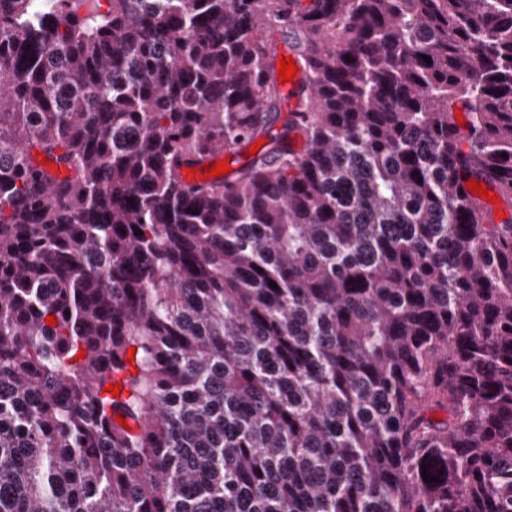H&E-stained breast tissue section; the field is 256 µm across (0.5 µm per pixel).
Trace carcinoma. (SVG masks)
Wrapping results in <instances>:
<instances>
[{
    "label": "carcinoma",
    "instance_id": "1",
    "mask_svg": "<svg viewBox=\"0 0 512 512\" xmlns=\"http://www.w3.org/2000/svg\"><path fill=\"white\" fill-rule=\"evenodd\" d=\"M276 31L295 119L186 182L268 132ZM474 179L512 199V0H0V512H512ZM259 140L266 141V144L263 145L262 148H260L258 150V152L255 153V155L247 156V152L251 151V147L255 144V142H258V144H259ZM268 143H269V139L267 138V136L261 135V136L257 137L255 140H253L252 142L243 145L235 155L227 153V154H224L223 156H221V158H218L215 161V163H218V161H224V162H226V165H228V167L232 168L231 172L224 174L222 177H224L225 179H228V180H233L237 176L238 171L244 165H246L252 158L257 156L266 147V145Z\"/></svg>",
    "mask_w": 512,
    "mask_h": 512
}]
</instances>
